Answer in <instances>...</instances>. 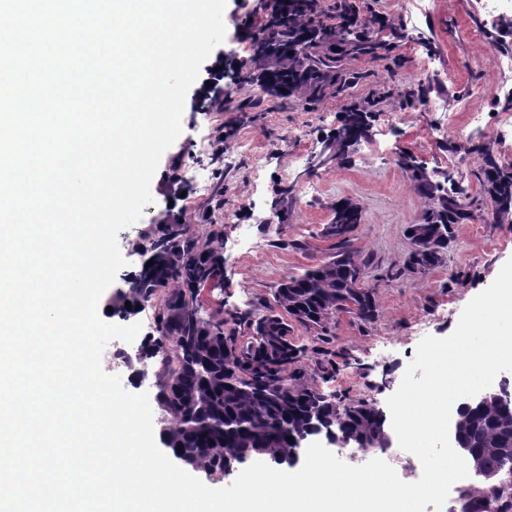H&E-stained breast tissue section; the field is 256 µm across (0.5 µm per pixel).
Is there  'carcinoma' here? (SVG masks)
I'll return each instance as SVG.
<instances>
[{
	"label": "carcinoma",
	"instance_id": "cac0c4a2",
	"mask_svg": "<svg viewBox=\"0 0 512 512\" xmlns=\"http://www.w3.org/2000/svg\"><path fill=\"white\" fill-rule=\"evenodd\" d=\"M334 27L325 24L317 0H274L266 32L252 44L253 69L247 82L273 98L315 104L340 93L346 79L341 62L347 56L376 57L390 44L368 28L357 32L356 3L339 0ZM293 55H288V52ZM372 103L353 101L345 108L344 123L329 142L334 159L348 154V142L368 136ZM480 186L496 196L491 217L512 216V165L499 163L486 146ZM424 199L422 223L452 227L469 220L470 213L437 186L411 176ZM359 203L342 200L335 217L351 224ZM426 250L424 270L437 266L448 249V237L421 244ZM331 259L283 280L267 314L242 316L236 327L199 315L195 288L199 281L224 275L221 248L202 240L190 225L162 222L152 233L148 259L154 264L129 277L113 312L130 313L136 306L162 297L156 315L157 336L148 340L143 357H160L158 406L166 424L164 440L172 453L206 474L224 471V459L262 456L293 466L300 449L289 438L320 435L331 430L365 447L384 444L386 421L379 408L366 400L346 404L321 392L310 382L302 364L304 350L294 341V325L316 336H331L341 312L363 322L376 316L374 292L363 287L368 261L352 238L336 242ZM131 308H126L125 302ZM250 334L242 340L241 332ZM319 406L321 417L312 416ZM454 447L468 449V459L494 477L460 491L462 512H512V399L494 397L457 412Z\"/></svg>",
	"mask_w": 512,
	"mask_h": 512
}]
</instances>
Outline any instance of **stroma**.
Returning <instances> with one entry per match:
<instances>
[{
  "mask_svg": "<svg viewBox=\"0 0 512 512\" xmlns=\"http://www.w3.org/2000/svg\"><path fill=\"white\" fill-rule=\"evenodd\" d=\"M365 23L392 20L402 27L385 57L346 59L354 76L344 95L314 107L264 95L245 85L250 68L246 46L260 36L270 0H227L226 36L202 64L181 118V133L163 153L151 182L153 202L141 218L118 234L125 265L98 307L104 322L140 324L133 342L110 341L105 355L121 352L119 375L130 393L156 398V377L139 380L138 355L155 333L156 302L123 318L109 313V300L143 258L133 242L162 213L190 224L200 237L217 235L224 276L200 289L201 315L234 325L237 317L266 314L281 281L327 259L336 251L325 233L332 206L358 200L364 220L355 247L369 265L365 285L375 292L377 317L363 322L349 313L336 317L335 335L318 339L303 328L294 336L305 350L304 364L323 393L365 399L386 407L400 386L422 338H444L456 328L464 307L497 277L512 258V223L494 222L477 180L480 146L490 145L498 161H512V135L495 124L474 126L472 114L506 113L512 70L496 58L512 57V36L499 41V19L486 18L481 0H356ZM223 77L209 83L214 66ZM212 85L213 99L201 92ZM421 91L438 110L406 108L404 91ZM376 98L368 137L350 150L345 163L309 168L341 125L345 107ZM207 147H199L200 137ZM413 157L440 176V187L458 195L470 219L455 225L440 264L410 273L409 225L424 209L399 162Z\"/></svg>",
  "mask_w": 512,
  "mask_h": 512,
  "instance_id": "obj_1",
  "label": "stroma"
}]
</instances>
